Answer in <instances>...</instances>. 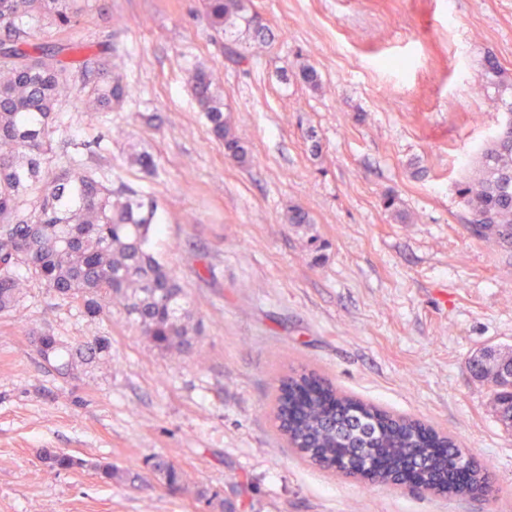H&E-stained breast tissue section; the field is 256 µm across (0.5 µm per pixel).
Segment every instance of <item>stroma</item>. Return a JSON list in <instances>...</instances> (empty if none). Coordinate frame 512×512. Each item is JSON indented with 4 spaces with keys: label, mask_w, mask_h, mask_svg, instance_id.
Returning a JSON list of instances; mask_svg holds the SVG:
<instances>
[{
    "label": "stroma",
    "mask_w": 512,
    "mask_h": 512,
    "mask_svg": "<svg viewBox=\"0 0 512 512\" xmlns=\"http://www.w3.org/2000/svg\"><path fill=\"white\" fill-rule=\"evenodd\" d=\"M74 27L35 29L77 85L112 62V110L57 106L53 144L113 188L158 205L151 246L203 321L187 353L160 352L121 305L89 324L29 282L0 314V512H512V430L470 362L512 349V247L471 235L456 183L512 102V0H250L270 34L249 32L233 63L201 0H76ZM501 71L489 72L488 57ZM315 70L306 83L301 70ZM213 72L240 165L210 133L188 85ZM152 154L146 174L131 149ZM394 193L408 222L384 210ZM313 222L299 228L288 209ZM109 357L61 374L33 338ZM310 367L357 398L421 419L473 452L490 482L452 498L334 474L283 446L278 379ZM51 448L82 459L60 473ZM161 455L193 484L173 493ZM126 471L103 482L95 467ZM111 349V343L105 336H94L90 341L84 345L76 347L73 352L71 351V364L75 358L89 360L96 356H108Z\"/></svg>",
    "instance_id": "stroma-1"
}]
</instances>
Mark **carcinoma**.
Returning a JSON list of instances; mask_svg holds the SVG:
<instances>
[{"mask_svg":"<svg viewBox=\"0 0 512 512\" xmlns=\"http://www.w3.org/2000/svg\"><path fill=\"white\" fill-rule=\"evenodd\" d=\"M70 0H0V312L12 311L23 297L28 279L40 282L57 297L77 304L97 323L110 304L122 305L130 322L158 350L191 349L200 320L190 308L187 291L172 269L149 244L156 231L154 200L135 192L118 194L82 168L76 157L57 162L51 134L59 102L72 95L89 109L109 110L120 103L125 86L103 63L107 79L91 88L76 87L57 53L29 42V30L44 18L59 28L72 23ZM247 0H202L209 30L227 40L225 53L236 63L247 57L228 43L243 27L256 37L267 28L247 13ZM188 82L225 154L245 164L249 149L224 117V99L212 72L196 68ZM480 177L456 183V193L473 219L472 234L483 241L512 244V116L481 151ZM45 360L57 356L56 337H37ZM111 343L95 336L71 352V358L106 356ZM494 402L503 426L512 428L508 382L494 379ZM274 416L288 419V443L303 459L325 470L347 466L371 454L383 469L399 468L409 456L420 459L429 475L451 470L466 451L450 436L365 403L336 387L314 370L279 379ZM44 463L66 471L83 462L46 449ZM341 466L334 467V462ZM152 469L169 490L185 489L186 471L163 456ZM100 478L123 483L128 474L112 465L99 467Z\"/></svg>","mask_w":512,"mask_h":512,"instance_id":"cac0c4a2","label":"carcinoma"}]
</instances>
